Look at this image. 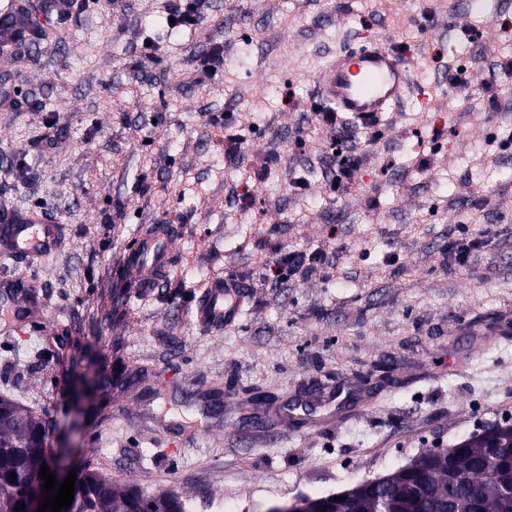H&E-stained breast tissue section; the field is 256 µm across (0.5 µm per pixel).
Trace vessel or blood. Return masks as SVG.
Here are the masks:
<instances>
[{
	"label": "vessel or blood",
	"mask_w": 512,
	"mask_h": 512,
	"mask_svg": "<svg viewBox=\"0 0 512 512\" xmlns=\"http://www.w3.org/2000/svg\"><path fill=\"white\" fill-rule=\"evenodd\" d=\"M410 66L391 45L345 48L319 78L318 100L333 111L347 114L366 126L378 123L383 112L399 102L410 88ZM169 228L149 226L123 258L125 277L140 288L154 287L159 275L171 265ZM62 242L59 225L37 213H0V256L45 257ZM245 278L236 272L211 277L193 305V318L202 329L231 324L242 315ZM44 312L28 295L23 283L0 278V332L8 334L24 325L41 322Z\"/></svg>",
	"instance_id": "obj_1"
}]
</instances>
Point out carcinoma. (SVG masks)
Listing matches in <instances>:
<instances>
[{"instance_id":"obj_1","label":"carcinoma","mask_w":512,"mask_h":512,"mask_svg":"<svg viewBox=\"0 0 512 512\" xmlns=\"http://www.w3.org/2000/svg\"><path fill=\"white\" fill-rule=\"evenodd\" d=\"M490 447L476 436L426 453L391 474L383 486L362 482L336 494L307 495L268 512H512V424L491 429ZM45 427L12 398L0 395V512H29L42 493V465L56 458L43 447ZM16 478H11V475ZM24 504V509L16 507ZM71 512H191L171 490L146 492L137 485L83 468L74 485Z\"/></svg>"}]
</instances>
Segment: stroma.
<instances>
[{"mask_svg": "<svg viewBox=\"0 0 512 512\" xmlns=\"http://www.w3.org/2000/svg\"><path fill=\"white\" fill-rule=\"evenodd\" d=\"M79 2L65 21L34 12L40 39L0 59V204L64 231L40 261L0 259L45 313L0 334V395L41 417L73 468L173 490L192 512H266L512 424V148L498 146L512 0H210L198 29L173 32L168 0ZM212 40L224 69L199 84ZM384 43L421 94L352 130L373 209L301 196L289 172L325 178L299 142L320 73L342 48ZM459 67L496 83L499 108L449 89ZM167 222L172 265L141 293L123 255ZM489 225L492 244L449 266V236ZM331 231L334 278L247 289L240 320L195 325L205 279Z\"/></svg>", "mask_w": 512, "mask_h": 512, "instance_id": "stroma-1", "label": "stroma"}]
</instances>
